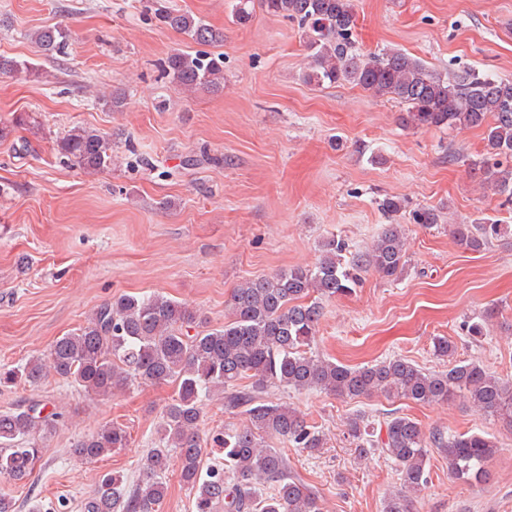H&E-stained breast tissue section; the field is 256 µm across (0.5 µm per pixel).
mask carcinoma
<instances>
[{
    "instance_id": "carcinoma-1",
    "label": "carcinoma",
    "mask_w": 512,
    "mask_h": 512,
    "mask_svg": "<svg viewBox=\"0 0 512 512\" xmlns=\"http://www.w3.org/2000/svg\"><path fill=\"white\" fill-rule=\"evenodd\" d=\"M259 6L297 23L310 58L305 81L321 86L349 83L375 97L396 100L404 105L399 121L406 129H482L484 153L471 161V168L484 175L495 194L512 202V164L500 162L512 158V81L470 69L443 75L397 48L363 52L353 0H259ZM150 11L161 24L199 45L223 39L202 19L171 9L164 0H150ZM30 39L55 60L66 55L70 32L57 25L32 32ZM17 72L46 77L42 69L0 57L1 74ZM164 73L184 89L218 92L224 89V54L174 53L165 61ZM57 147L62 157L90 174L112 166V150L93 128L71 127ZM379 206L391 222L368 250L348 257L345 241L332 238L311 268L291 267L241 281L233 288L222 327L199 329L197 311L162 295L124 294L100 305L76 331L57 338L46 356L0 368V384L36 386L53 375L97 397L135 384L175 385L163 412L158 446L147 456L146 478L129 491L122 477L102 476L84 502V512H155L166 495L164 475L172 451L181 482L194 496L195 512H324L319 495L288 473L287 458L267 440L313 452L324 447L325 434L288 402L272 399L269 389L275 386L346 398L380 394L423 404L462 397L479 413L512 428V378L491 374L477 361L427 371L393 357L351 368L312 351L323 302L353 294L369 271L397 281L406 270L405 229L394 221L403 202L391 197ZM414 221L433 228L440 214L424 207L415 211ZM448 230L472 252L512 234L511 225L495 221L450 224ZM495 314L490 308L467 322V335L475 341L487 335ZM433 351L451 361L457 345L439 336ZM215 394L224 410L244 417L245 424L217 438L224 462L206 467L199 430L204 402ZM61 419L62 413L47 410L36 397L0 413V477L25 480L41 457L42 440L55 432ZM384 427L385 436L374 440L365 416L356 414L346 422L347 439L359 455L377 451L399 468L400 488L384 500L382 512H411L413 500L428 483L429 449H438L448 460V475L462 482L481 478L497 451L496 443L481 433L428 434L406 415L391 414ZM129 443L124 427L106 423L79 441L74 453L92 462ZM264 486L271 491L258 495Z\"/></svg>"
}]
</instances>
